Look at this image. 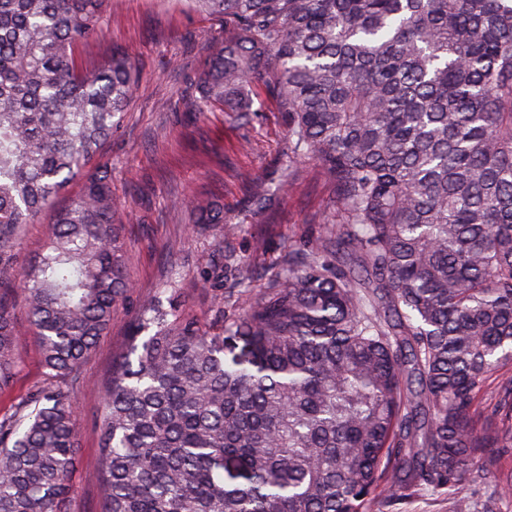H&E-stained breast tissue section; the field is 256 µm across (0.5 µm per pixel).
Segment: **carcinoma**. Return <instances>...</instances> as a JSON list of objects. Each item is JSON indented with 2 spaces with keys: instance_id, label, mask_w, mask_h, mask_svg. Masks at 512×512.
I'll return each mask as SVG.
<instances>
[{
  "instance_id": "carcinoma-1",
  "label": "carcinoma",
  "mask_w": 512,
  "mask_h": 512,
  "mask_svg": "<svg viewBox=\"0 0 512 512\" xmlns=\"http://www.w3.org/2000/svg\"><path fill=\"white\" fill-rule=\"evenodd\" d=\"M224 39L190 99L288 121L334 185L327 235L213 327L148 301L95 417L101 512H448L512 458V0H190ZM109 0H0V391L26 296L44 381L0 415V512H64L82 364L130 289L99 162L138 76L88 71ZM82 181L65 207L55 199ZM54 208L41 256L23 226ZM198 224L224 211L196 206Z\"/></svg>"
}]
</instances>
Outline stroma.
Listing matches in <instances>:
<instances>
[{
  "mask_svg": "<svg viewBox=\"0 0 512 512\" xmlns=\"http://www.w3.org/2000/svg\"><path fill=\"white\" fill-rule=\"evenodd\" d=\"M106 38L91 43L83 58L106 60L113 45L133 58L139 85L100 159L112 166V192L125 202L120 215L133 293L112 314V325L84 361L80 395L81 447L72 479L68 512H100V461L94 430L113 359L126 347L130 325L143 300L167 299L178 288L186 312L203 322L213 316L217 289L231 290V275L214 276L225 245H232L250 272L249 286L268 288L288 247H303L325 234L333 189L311 159L295 162L292 192L260 202L258 183L276 182L288 153L283 113L272 102L238 126L219 109L197 111L186 96V78L224 37L222 22L190 11L184 0H111ZM257 142L241 148L242 138ZM224 205V224L191 221L195 202ZM212 272L204 282L202 271ZM21 366L11 387L0 393V413L43 380L41 353L33 338L18 347Z\"/></svg>",
  "mask_w": 512,
  "mask_h": 512,
  "instance_id": "obj_1",
  "label": "stroma"
}]
</instances>
